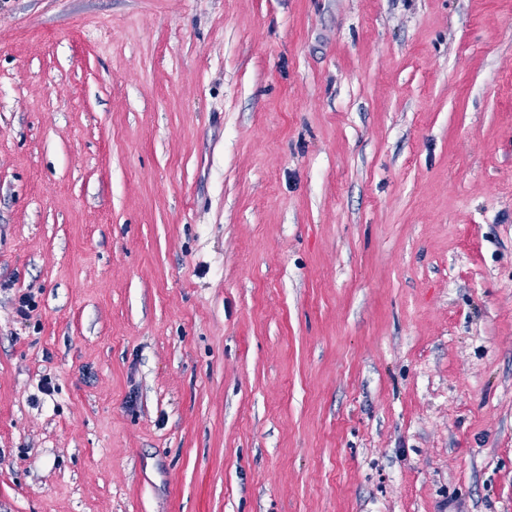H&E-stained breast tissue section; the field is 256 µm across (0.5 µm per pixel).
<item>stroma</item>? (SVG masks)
I'll return each mask as SVG.
<instances>
[{"label":"stroma","instance_id":"35a3bbf8","mask_svg":"<svg viewBox=\"0 0 512 512\" xmlns=\"http://www.w3.org/2000/svg\"><path fill=\"white\" fill-rule=\"evenodd\" d=\"M0 512H512V0H0Z\"/></svg>","mask_w":512,"mask_h":512}]
</instances>
